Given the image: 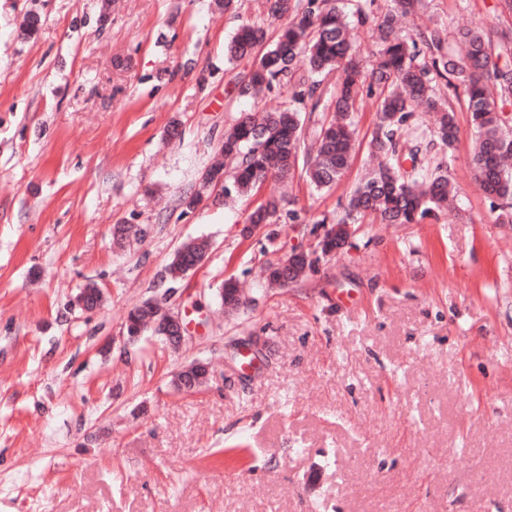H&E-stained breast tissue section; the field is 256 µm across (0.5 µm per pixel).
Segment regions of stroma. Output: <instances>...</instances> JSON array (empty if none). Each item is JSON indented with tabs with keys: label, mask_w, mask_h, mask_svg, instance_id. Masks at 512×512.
Here are the masks:
<instances>
[{
	"label": "stroma",
	"mask_w": 512,
	"mask_h": 512,
	"mask_svg": "<svg viewBox=\"0 0 512 512\" xmlns=\"http://www.w3.org/2000/svg\"><path fill=\"white\" fill-rule=\"evenodd\" d=\"M263 2L0 0V512H512V223L469 166L464 93L437 86L459 129L448 210L365 217L307 278L260 282L368 165L323 191L201 189L254 108L224 47L278 28ZM421 19L512 29L500 0H425ZM273 193L276 240L244 236ZM195 239L205 262L170 283ZM228 278L247 298L231 313ZM149 299L182 317L181 349L123 338ZM196 360L209 382L176 391ZM206 247L207 243L203 241L199 244L178 248L165 269V278L172 282L177 281L178 279L173 280L171 278L170 273L180 268H189L200 264Z\"/></svg>",
	"instance_id": "1"
}]
</instances>
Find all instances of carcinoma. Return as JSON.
<instances>
[{
	"mask_svg": "<svg viewBox=\"0 0 512 512\" xmlns=\"http://www.w3.org/2000/svg\"><path fill=\"white\" fill-rule=\"evenodd\" d=\"M337 0H266L268 16L282 21L274 36L260 23H243L225 47L231 63L251 61L243 92L258 96L286 83L292 104L278 112H247L224 134L219 151L234 162L225 173V194L244 196L270 177L286 180L299 172L318 190L332 188L350 168L356 148L353 120L364 97H377V121L367 148L383 157L378 170L358 185L336 219V237L321 249L326 256L341 249L350 225L367 214L385 224H417L448 203L452 185L448 163L422 167V181L410 183L401 170V132L414 112L425 107L438 113L429 143L451 152L458 140L455 110L449 98L437 93L439 79L453 77L463 87L475 132L470 165L490 206L512 223V131L506 126L504 105L512 101V31L494 27L462 30L457 35L461 54H448V33L424 25L410 38L395 34L398 20L415 16L423 0H393V9L377 13L376 0H355L361 24L372 23L379 50L370 71L355 59L344 12ZM302 54L307 69L297 74L294 60ZM336 76L331 118L311 143L305 140V118L321 104L324 80ZM279 212L275 200L252 210L249 224H271ZM206 242L175 251L165 278L200 264ZM320 256L299 254L288 259L285 274L296 282L314 270Z\"/></svg>",
	"mask_w": 512,
	"mask_h": 512,
	"instance_id": "1",
	"label": "carcinoma"
}]
</instances>
